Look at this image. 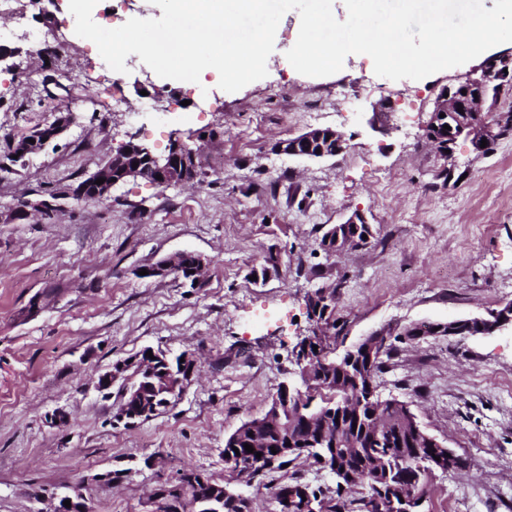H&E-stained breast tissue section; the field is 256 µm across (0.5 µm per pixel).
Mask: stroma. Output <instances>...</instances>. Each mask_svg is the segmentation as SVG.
<instances>
[{
    "label": "stroma",
    "mask_w": 512,
    "mask_h": 512,
    "mask_svg": "<svg viewBox=\"0 0 512 512\" xmlns=\"http://www.w3.org/2000/svg\"><path fill=\"white\" fill-rule=\"evenodd\" d=\"M18 13L29 38L10 33ZM71 20L69 0H14L0 14V42L24 72L0 71V157L59 113L75 116L43 152L0 173V512H36L35 493L76 489L94 512H143L149 493L183 470L225 475L227 436L262 417L292 379V351L311 325L305 297L320 287L336 291L337 350L398 332L380 394L405 403L466 463L433 473L422 512H512V331L401 335L512 301V133L483 155L459 137L454 184L424 137L437 95L473 63L393 81L351 54L333 75L305 76L286 58L300 22L291 10L267 76L237 92L220 89L213 69L175 81L135 54L116 86L87 85L78 74L98 65L94 43L64 52L49 38ZM146 80L154 88L144 94ZM382 100L395 106L385 118L372 110ZM316 127L343 134L346 151L323 160L276 151ZM132 137L157 155L176 138L198 146L200 178L170 187L131 179L56 222L14 220L24 201L77 186ZM357 210L371 242L323 253L324 232ZM181 251L207 258L203 288L141 277ZM271 252L278 274L251 280ZM147 347L194 352L197 378L163 414L114 426L117 399L96 389L97 377ZM59 411L61 425L51 421ZM122 469V482L92 480Z\"/></svg>",
    "instance_id": "obj_1"
}]
</instances>
